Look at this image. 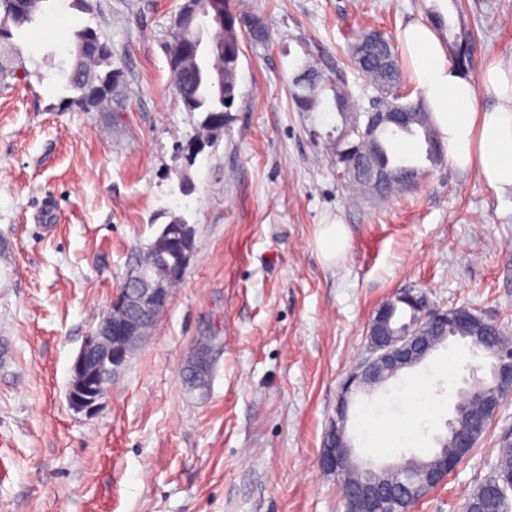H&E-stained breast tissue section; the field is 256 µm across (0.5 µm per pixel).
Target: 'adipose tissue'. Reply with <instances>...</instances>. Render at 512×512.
Wrapping results in <instances>:
<instances>
[{"label": "adipose tissue", "instance_id": "obj_1", "mask_svg": "<svg viewBox=\"0 0 512 512\" xmlns=\"http://www.w3.org/2000/svg\"><path fill=\"white\" fill-rule=\"evenodd\" d=\"M397 39L449 165L461 171L477 169L498 195H512V68L488 69L483 82L493 91L496 104L484 111L475 83L450 60L435 21H409Z\"/></svg>", "mask_w": 512, "mask_h": 512}]
</instances>
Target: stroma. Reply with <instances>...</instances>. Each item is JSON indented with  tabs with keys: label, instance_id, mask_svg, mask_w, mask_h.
<instances>
[{
	"label": "stroma",
	"instance_id": "obj_1",
	"mask_svg": "<svg viewBox=\"0 0 512 512\" xmlns=\"http://www.w3.org/2000/svg\"><path fill=\"white\" fill-rule=\"evenodd\" d=\"M269 42L240 46L236 99L194 160L179 146L202 113L172 88L168 46L181 0H49L15 31L24 64L0 79V512H344L320 465L341 385L365 356L376 309L416 288L512 334V197L474 171L430 168L386 202L338 180L335 113L298 111L289 85L305 56L341 66L353 33L398 35L427 0H234ZM472 35L474 81L512 65V0H458L449 23ZM108 40L124 71L105 110L64 108L43 55L69 59L75 30ZM345 224L328 265L315 239ZM194 231L182 282L92 413L67 398L70 367L137 255L165 225ZM212 337L204 386L183 370ZM473 358L447 340L370 394L347 431L361 463L436 450ZM512 440L506 396L470 458L415 512H461Z\"/></svg>",
	"mask_w": 512,
	"mask_h": 512
}]
</instances>
